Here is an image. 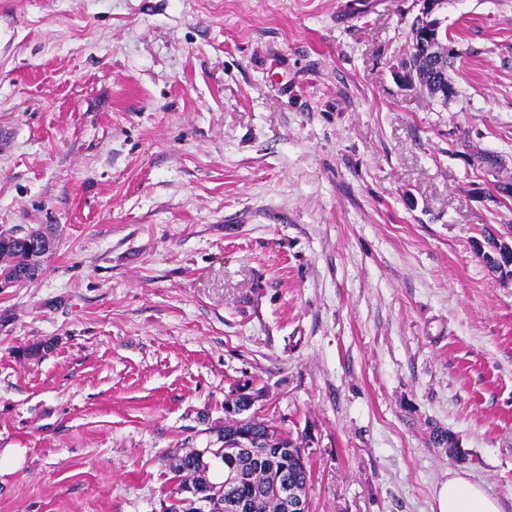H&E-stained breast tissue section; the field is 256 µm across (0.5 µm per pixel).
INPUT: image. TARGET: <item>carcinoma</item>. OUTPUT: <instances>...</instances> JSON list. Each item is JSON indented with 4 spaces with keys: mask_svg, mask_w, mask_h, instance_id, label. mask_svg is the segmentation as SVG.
Wrapping results in <instances>:
<instances>
[{
    "mask_svg": "<svg viewBox=\"0 0 512 512\" xmlns=\"http://www.w3.org/2000/svg\"><path fill=\"white\" fill-rule=\"evenodd\" d=\"M454 62L453 56L444 58L438 65L426 57L422 58L419 69L423 72V80H448V72L454 67ZM36 236L44 244V251H49L50 234L39 229L31 230L28 236L14 232L0 234L1 279L21 284L39 277L40 263L29 258ZM243 434L250 436L253 453L247 456L229 454ZM224 449V468H231L238 474L232 484L210 479L208 463L195 451L174 457L171 466L173 487L167 512H198L197 508L183 504L184 492L206 502L209 512H231L228 505L236 502L249 504V512H288L287 500L276 491V486L285 480L300 492L308 493L311 482L308 459L301 455L296 441L267 422L253 415L239 417L235 413L229 414L224 422Z\"/></svg>",
    "mask_w": 512,
    "mask_h": 512,
    "instance_id": "obj_1",
    "label": "carcinoma"
}]
</instances>
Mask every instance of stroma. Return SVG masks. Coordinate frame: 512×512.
Returning a JSON list of instances; mask_svg holds the SVG:
<instances>
[{
  "mask_svg": "<svg viewBox=\"0 0 512 512\" xmlns=\"http://www.w3.org/2000/svg\"><path fill=\"white\" fill-rule=\"evenodd\" d=\"M415 0H0V512H162L224 406L304 448L310 512H512V0H448V104L395 77ZM499 157L491 175L480 157ZM452 432L468 461L435 445ZM37 235L39 242L44 244L43 254L51 247L50 233L33 229L22 235L12 232L0 234V278L13 283H27L37 279L41 272L38 260L30 261L29 253L35 241L26 234ZM437 512H502L499 502L488 496L465 473L449 471L448 479L435 491Z\"/></svg>",
  "mask_w": 512,
  "mask_h": 512,
  "instance_id": "stroma-1",
  "label": "stroma"
}]
</instances>
